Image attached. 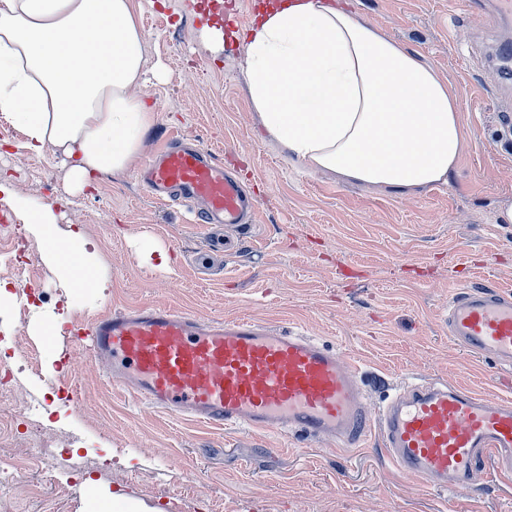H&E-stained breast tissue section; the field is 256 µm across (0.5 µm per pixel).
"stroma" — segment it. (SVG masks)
I'll return each instance as SVG.
<instances>
[{
  "label": "stroma",
  "instance_id": "obj_1",
  "mask_svg": "<svg viewBox=\"0 0 512 512\" xmlns=\"http://www.w3.org/2000/svg\"><path fill=\"white\" fill-rule=\"evenodd\" d=\"M436 69L460 103L466 145L448 184L416 194L311 172L260 133L232 31L248 27L256 0H220L208 15L181 0H136L150 81L138 94L155 120L142 158L174 137L203 142L231 167L257 208L252 223L197 224L185 207L152 197L137 169L104 175L79 195L51 155L18 151L24 135L0 116V171L31 204L55 202L84 225L102 261L103 287L65 297L40 247L0 253V280L15 298L0 307V335L14 391L0 414L19 426L0 450L36 458L0 512H86L90 488L119 493L141 512H512V478L486 464L468 488L416 485L389 459L378 430L346 449L292 432L220 428L157 410L114 384L104 363L59 336L48 362L31 332L34 310L69 307L77 327L93 318L162 305L203 322L250 318L315 337L358 362L370 411L405 382L447 381L512 399V368L474 356L448 336L451 294L512 290V224L495 201L512 193V78L493 57L512 42V18L491 25L454 0H347ZM226 32L223 52L201 43L203 25ZM167 250L168 268L145 258ZM57 458L37 456V441ZM85 468L70 475L68 458ZM37 485L38 496L24 487Z\"/></svg>",
  "mask_w": 512,
  "mask_h": 512
}]
</instances>
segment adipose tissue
Here are the masks:
<instances>
[{
  "label": "adipose tissue",
  "mask_w": 512,
  "mask_h": 512,
  "mask_svg": "<svg viewBox=\"0 0 512 512\" xmlns=\"http://www.w3.org/2000/svg\"><path fill=\"white\" fill-rule=\"evenodd\" d=\"M233 37L261 127L308 168L408 193L448 183L466 142L456 99L342 0H263ZM145 56L135 0H0V114L22 129L23 150L60 158L84 190L139 160L155 118L136 94ZM0 203L27 224L60 287H100L81 225L60 231L53 204L31 206L1 173Z\"/></svg>",
  "instance_id": "ef3b65f1"
}]
</instances>
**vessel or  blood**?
Segmentation results:
<instances>
[{"label":"vessel or blood","instance_id":"1","mask_svg":"<svg viewBox=\"0 0 512 512\" xmlns=\"http://www.w3.org/2000/svg\"><path fill=\"white\" fill-rule=\"evenodd\" d=\"M143 183L157 198L193 210L198 224L241 223L250 202L211 150L171 143L148 163ZM456 345L512 365V292L466 289L448 303ZM93 356L160 411L252 432H302L354 447L378 427L394 465L435 488L479 482L485 460L512 475V400L447 382L405 384L371 417L349 357L316 338L251 319L209 326L150 305L93 320Z\"/></svg>","mask_w":512,"mask_h":512}]
</instances>
